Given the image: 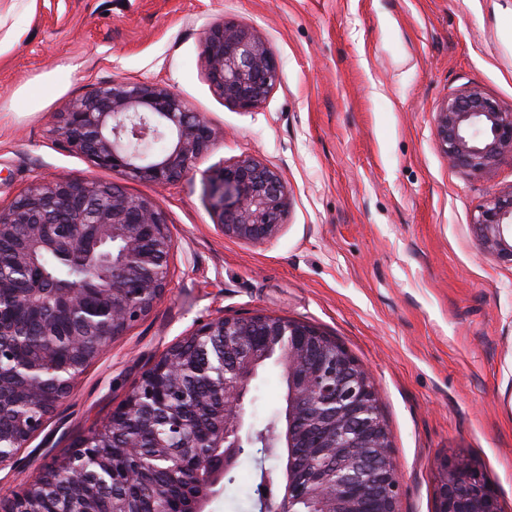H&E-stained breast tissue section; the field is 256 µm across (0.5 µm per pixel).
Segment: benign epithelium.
Here are the masks:
<instances>
[{
  "label": "benign epithelium",
  "mask_w": 512,
  "mask_h": 512,
  "mask_svg": "<svg viewBox=\"0 0 512 512\" xmlns=\"http://www.w3.org/2000/svg\"><path fill=\"white\" fill-rule=\"evenodd\" d=\"M202 46L209 83L224 102L248 111L268 98L280 66L252 28L224 19L203 30ZM435 131L452 168L490 176L501 158L512 154V110L502 109L477 87L442 102ZM59 136L101 169L164 187L185 178L223 132L168 88L119 81L72 100L61 114ZM205 193L224 236L251 244H265L279 233L290 203L281 175L256 158L224 166L208 177ZM474 230L485 252L512 264V188L490 199ZM108 241L121 243L119 255L102 254ZM3 244L17 276L0 277V293L11 289L17 304L43 320L49 354L59 345L56 314L69 315L110 341L148 313L171 281L173 243L164 212L112 183L37 181L8 209H0ZM51 250L77 259L87 275L64 288L31 284L28 269ZM203 337L215 342L204 378L224 380L212 394L222 406L218 427L224 454L206 457L197 444L178 439L187 424L175 395L192 371V352L178 343L144 372L106 422L115 434L133 433L122 445L126 453L140 448L143 435L153 438L156 447H167L160 424L179 448L178 468L163 470V484L153 491L150 475L126 474L125 485L139 491L123 512H165L169 491L198 484L203 489L189 496V508L206 512L243 448L254 440V427H245V401L257 368L271 360L288 377V396L269 433L259 437H270L273 447L286 452L278 476L279 501L273 506L262 495V510L297 512L298 503L314 501L315 512H398V466L376 387L339 342L305 322L268 315L217 317L190 335L195 342ZM39 372L30 364L21 372L0 366V422L8 419L25 430L17 448L70 391L57 380L48 386ZM90 450L99 458L113 453L98 428L78 442L70 460L49 465L46 480L79 488L93 483L107 491L113 470L92 472L80 464ZM441 470L439 512H499L494 490L476 470L446 461ZM38 483L37 478L7 500L5 512H61L47 499L37 508L27 506Z\"/></svg>",
  "instance_id": "benign-epithelium-1"
}]
</instances>
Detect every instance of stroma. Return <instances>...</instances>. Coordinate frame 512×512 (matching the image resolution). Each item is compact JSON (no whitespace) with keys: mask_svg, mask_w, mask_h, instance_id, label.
I'll use <instances>...</instances> for the list:
<instances>
[{"mask_svg":"<svg viewBox=\"0 0 512 512\" xmlns=\"http://www.w3.org/2000/svg\"><path fill=\"white\" fill-rule=\"evenodd\" d=\"M253 27L280 63L251 111L210 86L203 29ZM0 207L41 177L115 182L166 214L173 278L88 365L43 428L0 468L22 490L106 421L144 371L201 323L264 314L309 323L373 379L399 466L398 512H438L443 460H462L512 512V265L473 223L512 186L449 168L443 100L477 87L512 109V0H0ZM58 76L53 87L46 76ZM170 88L223 128L182 182L122 178L69 151L59 114L112 81ZM40 92L37 107L23 102ZM255 157L288 185L278 236L224 237L207 177ZM279 367L251 382L247 424L281 404Z\"/></svg>","mask_w":512,"mask_h":512,"instance_id":"stroma-1","label":"stroma"}]
</instances>
